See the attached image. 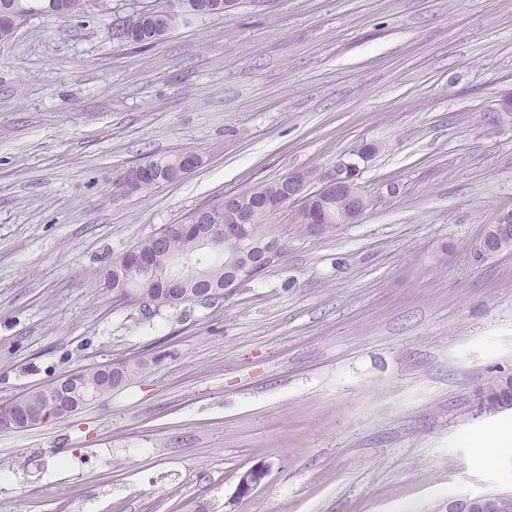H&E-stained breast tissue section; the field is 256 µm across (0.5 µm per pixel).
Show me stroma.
<instances>
[{
  "label": "stroma",
  "mask_w": 512,
  "mask_h": 512,
  "mask_svg": "<svg viewBox=\"0 0 512 512\" xmlns=\"http://www.w3.org/2000/svg\"><path fill=\"white\" fill-rule=\"evenodd\" d=\"M135 0L0 42V407L76 369L144 362L76 414L0 432V512H448L512 494V0H236L162 42ZM361 221L299 235L215 305L143 319L104 288L162 226L365 142ZM183 149L174 183L115 189ZM267 474L249 495L238 477ZM495 380H497V378H491L488 380L485 386L479 392L478 405L480 411L484 413L491 414L512 408V399L508 400L506 398H502L496 392L497 389L501 395L511 396L512 376H507L496 381V389L494 386Z\"/></svg>",
  "instance_id": "stroma-1"
}]
</instances>
